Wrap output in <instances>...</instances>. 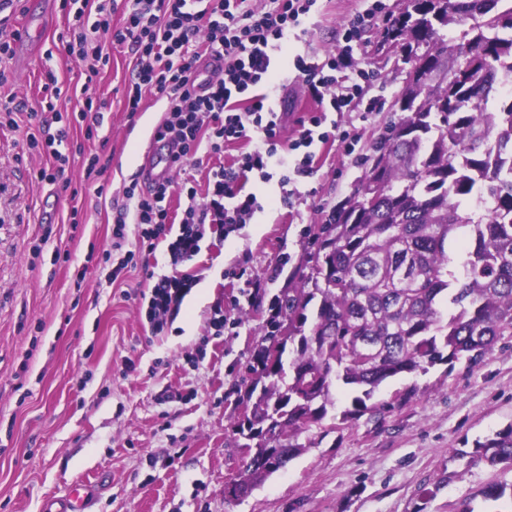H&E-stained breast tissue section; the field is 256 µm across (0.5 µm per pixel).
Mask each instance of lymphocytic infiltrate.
Here are the masks:
<instances>
[{
  "label": "lymphocytic infiltrate",
  "mask_w": 512,
  "mask_h": 512,
  "mask_svg": "<svg viewBox=\"0 0 512 512\" xmlns=\"http://www.w3.org/2000/svg\"><path fill=\"white\" fill-rule=\"evenodd\" d=\"M188 0H60L59 9L69 22L59 36L67 56L84 62L89 75H98L107 66V45L128 46L134 67L125 91L127 112L141 108L145 94L157 93L168 101V109L158 127L159 137H168L181 146L174 159L176 171L195 161L198 153L223 152L225 144L254 142L251 151L242 153L236 163L214 170L208 180L205 202H198L195 187L186 190L187 203L180 220L170 219L164 200L171 185L138 190L124 188L123 195L133 208L117 211L113 236L114 249L123 255L108 270L110 283L122 280L136 257L123 250L127 223L138 226L139 246L155 249L159 241H168L172 263L195 256L206 228L211 224L233 232L250 223L262 208L256 193L246 191L250 177L270 181L271 161L278 155L291 158L293 170L312 169L314 144L326 142L324 130L330 112H348L357 101L365 109L377 111L379 98H365L364 89L372 81L371 71L361 67L355 55L366 29L384 13L383 0H372L369 7L355 12L340 27L334 53L317 57L295 55L292 61L298 85L318 106V113L300 121L299 133L283 141L282 114L276 103L285 84L275 71L271 49L302 40L306 21L317 0H208L204 9L193 10ZM122 12L125 24L116 29L112 16ZM224 60V68L209 84L208 95L193 91L197 81L196 64L205 56ZM11 83L8 72L0 69V127L16 126L18 114L37 121V134L29 135L30 148L49 158L50 167L37 171L36 182L56 183L70 163L61 145L67 139L72 118L60 112L53 101L27 108L16 94L7 93ZM194 285L184 275L157 278L147 300L146 319L154 330L177 314L185 296Z\"/></svg>",
  "instance_id": "obj_1"
}]
</instances>
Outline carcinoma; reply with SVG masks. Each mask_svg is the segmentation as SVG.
<instances>
[{"label":"carcinoma","instance_id":"1","mask_svg":"<svg viewBox=\"0 0 512 512\" xmlns=\"http://www.w3.org/2000/svg\"><path fill=\"white\" fill-rule=\"evenodd\" d=\"M464 19V42L449 43ZM391 32L420 76L404 81L294 287L271 299L235 424L236 478L250 491L305 450L299 434L330 432L334 386L356 392L343 420L381 414L367 401L387 379L471 366L512 333V100L494 93L512 80V0H406ZM479 448L512 468V423ZM480 494L497 501L512 485Z\"/></svg>","mask_w":512,"mask_h":512}]
</instances>
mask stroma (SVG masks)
I'll use <instances>...</instances> for the list:
<instances>
[{
    "instance_id": "stroma-1",
    "label": "stroma",
    "mask_w": 512,
    "mask_h": 512,
    "mask_svg": "<svg viewBox=\"0 0 512 512\" xmlns=\"http://www.w3.org/2000/svg\"><path fill=\"white\" fill-rule=\"evenodd\" d=\"M363 0H321L304 40L282 58L336 50V33ZM66 20L52 9L40 28L31 64L14 85L30 107L43 97L46 68L62 87L61 111L79 110L81 63L56 51ZM377 23L357 54L375 81L369 96L383 108L337 117L355 146L329 140L312 170L249 188L264 209L231 234L214 228L199 252L179 264L196 283L172 322L152 330L141 293L171 273L166 243L142 251L120 283L105 279L102 252L113 243L112 200L139 179L137 165L166 98L146 95L128 116L123 90L133 68L123 49L89 86L105 100L102 125L86 139L79 125L66 148L101 154L103 194L81 185V157L62 181L39 184L47 157L29 152L26 115L0 128V512H44L77 479L98 476L90 512H512V501L484 499L491 482L512 483V470L490 466L476 443L512 423V336L475 365L439 363L385 382L374 402L401 404L382 416L342 422L349 405L337 393V429L306 449L242 500L224 496L239 456L234 425L245 365L263 334L270 297L311 250L310 231L347 199L365 174L363 157L390 117L405 69ZM92 221L73 225L72 208ZM263 291L254 292L253 283ZM237 322L216 333L215 314ZM134 370H127V363Z\"/></svg>"
}]
</instances>
